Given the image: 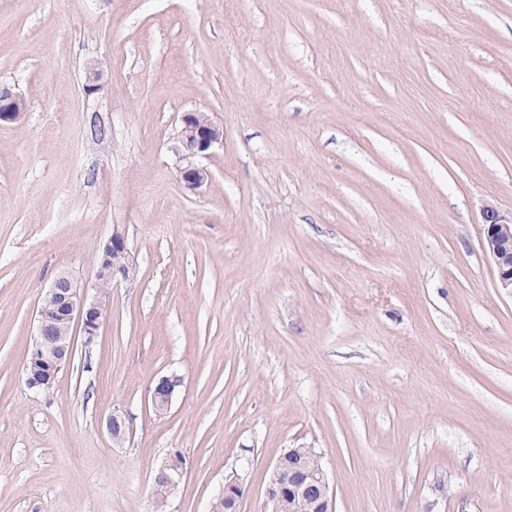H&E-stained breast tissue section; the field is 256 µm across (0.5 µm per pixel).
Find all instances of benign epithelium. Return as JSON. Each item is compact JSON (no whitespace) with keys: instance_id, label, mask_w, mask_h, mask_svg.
<instances>
[{"instance_id":"obj_1","label":"benign epithelium","mask_w":512,"mask_h":512,"mask_svg":"<svg viewBox=\"0 0 512 512\" xmlns=\"http://www.w3.org/2000/svg\"><path fill=\"white\" fill-rule=\"evenodd\" d=\"M26 110L24 97L9 88H0V123L20 120ZM178 146L175 148L178 172L189 190L200 188L207 172L199 159L209 156L223 144L224 132L212 120L199 113L185 112L180 118ZM485 251L497 273L498 288L512 296V218L495 210H486ZM134 273L124 237L118 233L102 246L95 262V282L87 287L72 274L59 273L47 288L37 311L36 331L25 364V384L34 393L53 388L59 373L70 364L73 329L79 326L85 343H92L99 334L110 295V288L129 279ZM93 288L94 296L88 295ZM181 377L171 374L160 377L150 389V403L155 413H166L172 406ZM112 441H125L128 426L123 414L114 411L106 422ZM184 466L178 460L164 463L154 477V487L174 492L181 482ZM243 491L236 477L224 481L219 496L224 498L225 512H239ZM305 503L313 512H335L333 490L323 457L313 448H290L272 465L267 487L269 512H283L285 504Z\"/></svg>"}]
</instances>
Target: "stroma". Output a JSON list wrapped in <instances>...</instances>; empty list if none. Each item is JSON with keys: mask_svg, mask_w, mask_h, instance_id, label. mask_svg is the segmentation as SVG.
Returning <instances> with one entry per match:
<instances>
[{"mask_svg": "<svg viewBox=\"0 0 512 512\" xmlns=\"http://www.w3.org/2000/svg\"><path fill=\"white\" fill-rule=\"evenodd\" d=\"M99 88L87 93L90 65ZM0 512H267L290 448L335 512H512V0H0ZM224 132L196 191L182 113ZM135 267L49 393L43 292ZM183 385L164 415L161 376ZM129 425L113 446L112 411ZM26 110L24 97L9 88H0V123H14L20 120ZM484 226V248L495 265L498 288L512 297V216L507 219L487 209ZM181 384V377L175 374L165 375L157 380L150 389V403L156 414H164L171 408ZM184 473V466L177 459L171 463H164L158 468L155 477L153 488L163 489V491L173 493L181 482ZM240 484L241 482L237 477L225 479L224 485L218 493L219 497L224 498V500L221 503L215 501V512H239L240 500L243 495Z\"/></svg>", "mask_w": 512, "mask_h": 512, "instance_id": "1", "label": "stroma"}]
</instances>
